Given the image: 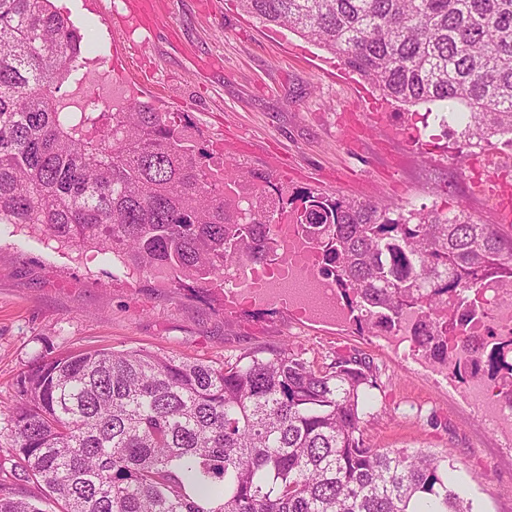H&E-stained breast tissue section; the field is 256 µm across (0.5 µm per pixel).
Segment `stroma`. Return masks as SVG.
<instances>
[{"label":"stroma","instance_id":"stroma-1","mask_svg":"<svg viewBox=\"0 0 512 512\" xmlns=\"http://www.w3.org/2000/svg\"><path fill=\"white\" fill-rule=\"evenodd\" d=\"M53 0L100 63L89 77L100 100L135 91L163 112H182L200 141L227 162L272 174L290 190L393 203L464 207L497 222V198L474 176L512 182V147L456 154L459 123L443 132L425 111L388 101L341 59L298 34L244 12L237 0H164L149 28L113 31L129 0ZM422 126L416 143L394 125ZM288 346L316 366L354 359L377 377L364 409L372 448L422 450L453 464L454 484L474 512H512V437L472 408L468 381L433 368L411 346L357 330L349 320L303 317L274 302L231 310L189 289L132 280L111 256H77L0 224V405L17 400L16 379L44 355L86 348H147L219 366Z\"/></svg>","mask_w":512,"mask_h":512}]
</instances>
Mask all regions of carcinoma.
Here are the masks:
<instances>
[{
    "instance_id": "carcinoma-1",
    "label": "carcinoma",
    "mask_w": 512,
    "mask_h": 512,
    "mask_svg": "<svg viewBox=\"0 0 512 512\" xmlns=\"http://www.w3.org/2000/svg\"><path fill=\"white\" fill-rule=\"evenodd\" d=\"M264 23L316 42L407 105L467 113L458 157L512 143V0H240ZM82 35L51 0H0V224L80 254H110L131 278L224 297L274 236L275 214L239 195L269 186L305 224V242L350 318L376 337L403 331L429 365L460 380L448 337L512 287V237L461 208L409 210L303 191L270 174L209 165L183 113L137 97L99 111ZM83 100L60 94L68 80ZM481 374L512 403V335L490 337ZM376 387L351 360L317 369L283 347L216 367L160 351L48 357L0 405V447L17 457L0 512H473L448 461L370 448L362 401Z\"/></svg>"
}]
</instances>
